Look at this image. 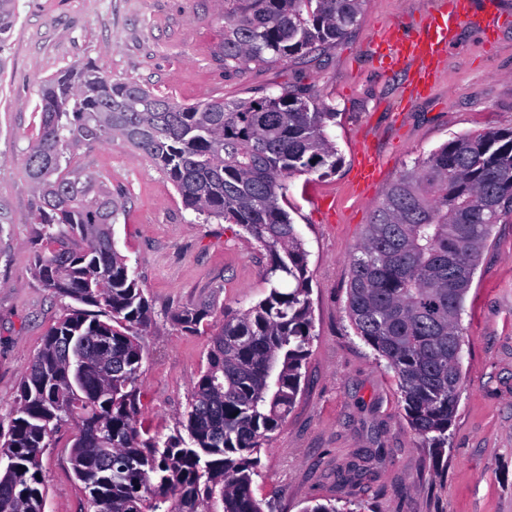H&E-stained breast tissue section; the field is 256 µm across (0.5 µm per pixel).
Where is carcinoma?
I'll return each instance as SVG.
<instances>
[{
    "label": "carcinoma",
    "mask_w": 512,
    "mask_h": 512,
    "mask_svg": "<svg viewBox=\"0 0 512 512\" xmlns=\"http://www.w3.org/2000/svg\"><path fill=\"white\" fill-rule=\"evenodd\" d=\"M365 0H224V68L301 59L343 37ZM0 0V42L15 17ZM40 128L25 152L45 244L35 276L78 306L46 333L0 425V512H44L40 456L76 429L70 463L87 512H265L252 491L260 448L295 407L312 334L307 251L279 204L288 178L336 172L332 108L301 91L178 104L94 62L38 87ZM121 140L151 158L184 205L236 224L268 253L265 297L226 310L180 431L143 437L136 387L152 324L112 225L127 200L75 162ZM512 215V129L453 139L388 185L349 269L347 314L399 382L411 429L440 451L457 411L466 294L492 227ZM203 309L172 320L195 331ZM137 463L127 471L124 460Z\"/></svg>",
    "instance_id": "1"
}]
</instances>
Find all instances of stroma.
<instances>
[{
	"label": "stroma",
	"instance_id": "obj_1",
	"mask_svg": "<svg viewBox=\"0 0 512 512\" xmlns=\"http://www.w3.org/2000/svg\"><path fill=\"white\" fill-rule=\"evenodd\" d=\"M436 6L365 0L336 44L236 73L222 55L224 0H16L0 42V418L67 306L35 277L42 227L31 221L24 152L39 129V81L92 61L114 81L183 104L299 89L333 108L328 132L341 163L329 176L290 178L280 201L307 250L313 341L298 402L260 451L254 496L276 512H303L315 501L365 512H512V216L494 225L466 295L464 385L442 451L414 434L394 372L347 315L349 257L382 190L453 138L512 129V0H471L433 92L406 98L413 64H377L384 31L417 30ZM488 14L500 19L490 44L480 28ZM363 149L382 168L361 191L353 173ZM77 162L127 200L112 238L153 312L140 338L141 421L165 437L187 409L225 309L264 297L268 255L238 225L187 209L153 161L121 141L81 147ZM185 308L206 309L197 331L173 322ZM74 435L62 427L41 457L45 512H86L69 460Z\"/></svg>",
	"mask_w": 512,
	"mask_h": 512
}]
</instances>
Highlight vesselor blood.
Masks as SVG:
<instances>
[{
	"label": "vessel or blood",
	"mask_w": 512,
	"mask_h": 512,
	"mask_svg": "<svg viewBox=\"0 0 512 512\" xmlns=\"http://www.w3.org/2000/svg\"><path fill=\"white\" fill-rule=\"evenodd\" d=\"M467 17L466 0H441L440 8L430 15L424 32H394L380 38L378 64L393 68L407 61L419 62L416 89L430 91L436 84L437 66L443 51Z\"/></svg>",
	"instance_id": "1"
}]
</instances>
